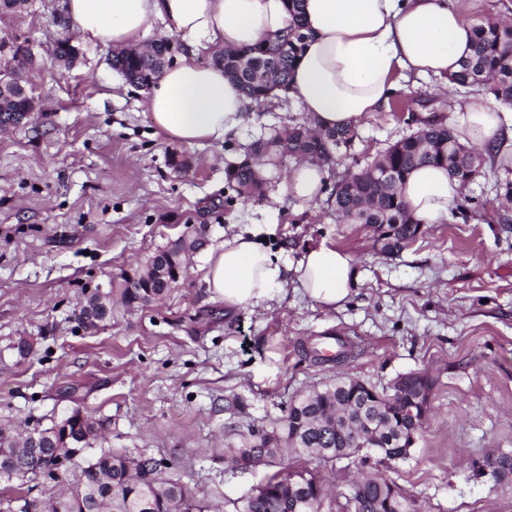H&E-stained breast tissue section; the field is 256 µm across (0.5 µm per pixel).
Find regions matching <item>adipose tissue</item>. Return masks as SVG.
<instances>
[{
  "label": "adipose tissue",
  "instance_id": "adipose-tissue-1",
  "mask_svg": "<svg viewBox=\"0 0 512 512\" xmlns=\"http://www.w3.org/2000/svg\"><path fill=\"white\" fill-rule=\"evenodd\" d=\"M470 7V0H303L308 38L287 96L315 127H349L387 102L395 71L447 81L471 51ZM66 11L84 41L119 49L141 47L154 19L172 24L189 50L165 68L145 106L159 134L190 146L224 141L252 110L223 69L199 63L198 55L272 44L289 25L285 0H67ZM462 111L472 144L512 147V112L503 105L466 103ZM326 175L322 165L299 164L281 192L311 203ZM401 193L415 218L436 224L463 187L444 168L423 165L410 172ZM286 272L257 227L230 235L210 253L205 281L211 299L256 307L283 289ZM297 272L303 292L328 309L344 304L357 279L352 256L324 242L306 249Z\"/></svg>",
  "mask_w": 512,
  "mask_h": 512
}]
</instances>
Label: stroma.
Instances as JSON below:
<instances>
[{"instance_id": "35a3bbf8", "label": "stroma", "mask_w": 512, "mask_h": 512, "mask_svg": "<svg viewBox=\"0 0 512 512\" xmlns=\"http://www.w3.org/2000/svg\"><path fill=\"white\" fill-rule=\"evenodd\" d=\"M63 0H36L34 13L0 18V40L30 41L25 69L36 110L0 132V421L50 427L79 406L108 429L107 447L139 448L173 460L212 512L245 495L265 466L230 472L224 447L249 427L280 423L289 401L339 376L382 387L428 371L433 408L394 479L424 512H512V488L474 474L497 448H512V229L494 221V171L466 185L481 218L448 216L425 226L401 253L383 256L373 231L337 222L325 201L279 195L293 161L268 168L254 202L222 207L227 165L292 119L300 107L254 110L239 133L203 147L157 134L144 90L112 70L113 49L79 42L72 66L55 61ZM418 100V119L444 113L459 124V95L433 77H399ZM356 159L384 151L410 128L390 106L358 124ZM191 167L174 169L171 155ZM208 227V244L162 301L78 332L73 311L84 284L136 265L168 239ZM261 227L289 269L323 242L350 253L358 281L338 310L299 290L261 306L229 309L210 300L211 250L231 230ZM353 347L338 364L309 355L328 334ZM28 338L33 350L13 349ZM239 397L242 412H225Z\"/></svg>"}]
</instances>
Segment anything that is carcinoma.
Segmentation results:
<instances>
[{
    "label": "carcinoma",
    "instance_id": "1",
    "mask_svg": "<svg viewBox=\"0 0 512 512\" xmlns=\"http://www.w3.org/2000/svg\"><path fill=\"white\" fill-rule=\"evenodd\" d=\"M290 24L287 35L275 45L258 44L238 51L213 52V63L224 67L258 107L272 105L274 90L288 88V78L302 53L305 33L302 0H287ZM35 0H0V15L21 14ZM53 53L66 63L78 51L71 38L57 39ZM171 60L170 40L161 39L145 52L120 50L109 64L128 83L147 90ZM32 62L28 46L0 42V127L17 126L34 111L28 91L18 87L15 65ZM448 83L466 92L492 95L512 105V23L479 22L473 25L472 52ZM358 133L354 127L314 129L310 120L293 122L267 138L254 141L248 155L230 166L224 187V208L245 203L264 193L265 180L257 178L255 160L271 154L328 166L340 165L353 149ZM494 157L491 149L463 143L460 133L435 115L421 121L417 131L392 143L363 168L336 173L327 204L344 223L373 227L386 225L389 237L377 235L374 246L382 254H395L423 233L422 224L406 208L400 187L413 169L432 164L445 168L448 176L467 185L485 171ZM496 219L512 222V169H503ZM205 242L185 235L176 248L156 249L131 268L139 274L135 283L124 276L112 278V297L100 326L112 323L118 304L123 312L149 305L167 296L187 272L193 254ZM436 379L426 371L398 375L383 390L359 379H338L306 391L293 399L283 423L269 429L250 428L240 445L224 449V458L241 469L246 465L275 466L255 492L229 501L230 512H418L416 503L394 480L379 473L392 462L411 455L410 436H420L427 421L421 415L419 395L433 393ZM105 423L75 408L65 416L69 440L88 449L97 443ZM44 447L39 453L28 448L27 438L16 434L11 423L0 422V479L16 484V492L30 481L40 480L41 471L69 459L65 473L78 472L76 489L67 496L52 493L44 501L24 500L19 512H207L195 488L164 463L139 450L102 448L91 458L75 455L64 442L63 429L53 425L42 430ZM294 458L279 465L281 459ZM316 459L330 467L336 484L344 483L336 468L343 460L355 465L359 481L349 490H325L322 477L306 467L304 459ZM489 469L496 485L512 486V449L486 456L476 467Z\"/></svg>",
    "mask_w": 512,
    "mask_h": 512
}]
</instances>
